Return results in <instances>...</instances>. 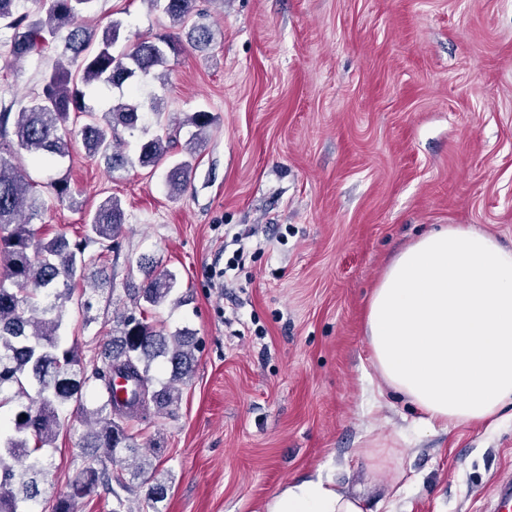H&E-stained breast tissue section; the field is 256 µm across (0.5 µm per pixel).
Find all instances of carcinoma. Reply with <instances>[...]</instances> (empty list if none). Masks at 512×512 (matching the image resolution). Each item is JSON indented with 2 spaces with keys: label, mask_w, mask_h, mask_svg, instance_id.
<instances>
[{
  "label": "carcinoma",
  "mask_w": 512,
  "mask_h": 512,
  "mask_svg": "<svg viewBox=\"0 0 512 512\" xmlns=\"http://www.w3.org/2000/svg\"><path fill=\"white\" fill-rule=\"evenodd\" d=\"M95 0H38V10L25 9L24 0H0V46L22 59L49 48L58 51L40 89L19 111L0 109V408L11 407L9 421H0V512H77L79 501L101 488L115 498L110 512H131L112 484L127 488L124 471L150 483L145 499L166 498L168 480L150 452L138 454L131 444L128 423L153 413H167L178 402L180 386L192 377L194 336L187 330L166 334L138 317L135 310L156 308L169 298L175 279L171 274L145 271L139 287L127 289L132 311L117 317L112 337L95 345L92 363L81 349L63 344L60 329L74 288L89 279L96 258L91 246L112 251L125 224V212L116 196L104 198L87 214L81 241L64 235L38 238L32 219L46 202L36 185L2 151L26 152L37 164L59 165L71 156L75 137L86 154L101 159L115 171L139 165L155 171L167 165L166 184L172 193L184 192L196 164V145L214 124L206 111L190 115L184 124L194 128L185 143L178 128L163 122V99L144 102L125 89L159 68L182 40L204 50L214 36L211 28L193 20L196 0H149L162 7L177 32L140 37L116 50L122 22L112 20L98 29L84 23ZM105 86L119 92L99 114L86 103L87 90ZM151 112L155 131L143 124ZM86 122L68 128L71 114ZM138 137L135 158L121 149L119 130ZM57 201L82 206L80 191L67 176L46 185ZM169 371L156 381L152 365ZM135 383L131 396L120 399L114 380ZM81 410L86 432L81 449L95 456L83 462L68 479V490L45 497L52 483L47 449L54 447L71 406Z\"/></svg>",
  "instance_id": "obj_1"
}]
</instances>
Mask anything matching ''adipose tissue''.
<instances>
[{"instance_id":"ef3b65f1","label":"adipose tissue","mask_w":512,"mask_h":512,"mask_svg":"<svg viewBox=\"0 0 512 512\" xmlns=\"http://www.w3.org/2000/svg\"><path fill=\"white\" fill-rule=\"evenodd\" d=\"M384 383L427 424L481 423L512 405V248L469 224L431 230L397 253L365 312ZM272 512H363L323 482L289 487Z\"/></svg>"}]
</instances>
